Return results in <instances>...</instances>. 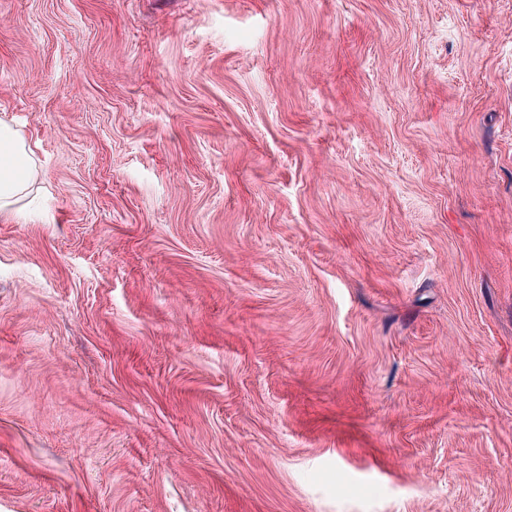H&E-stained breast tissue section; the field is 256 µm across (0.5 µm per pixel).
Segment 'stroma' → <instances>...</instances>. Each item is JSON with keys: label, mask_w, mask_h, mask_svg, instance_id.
I'll list each match as a JSON object with an SVG mask.
<instances>
[{"label": "stroma", "mask_w": 512, "mask_h": 512, "mask_svg": "<svg viewBox=\"0 0 512 512\" xmlns=\"http://www.w3.org/2000/svg\"><path fill=\"white\" fill-rule=\"evenodd\" d=\"M0 512H512V0H0ZM38 170L32 144L0 118V215L22 208L34 190Z\"/></svg>", "instance_id": "obj_1"}]
</instances>
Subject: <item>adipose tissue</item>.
<instances>
[{"label":"adipose tissue","instance_id":"adipose-tissue-1","mask_svg":"<svg viewBox=\"0 0 512 512\" xmlns=\"http://www.w3.org/2000/svg\"><path fill=\"white\" fill-rule=\"evenodd\" d=\"M37 179L31 143L10 122L0 118V215L18 212Z\"/></svg>","mask_w":512,"mask_h":512}]
</instances>
